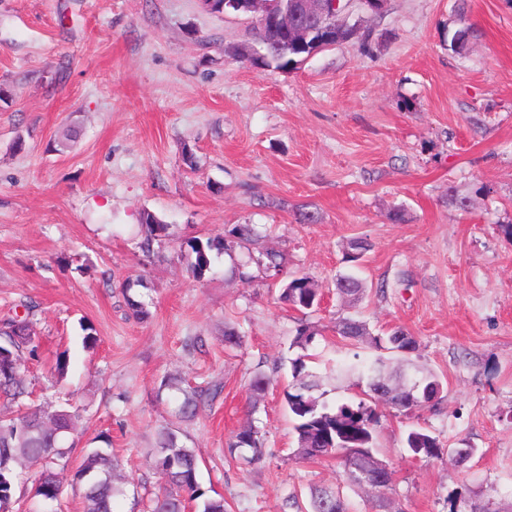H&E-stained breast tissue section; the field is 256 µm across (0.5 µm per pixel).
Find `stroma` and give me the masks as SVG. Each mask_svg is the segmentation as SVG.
<instances>
[{"label": "stroma", "mask_w": 512, "mask_h": 512, "mask_svg": "<svg viewBox=\"0 0 512 512\" xmlns=\"http://www.w3.org/2000/svg\"><path fill=\"white\" fill-rule=\"evenodd\" d=\"M468 17L477 38L459 55L456 0H388L367 46L262 70L230 53L247 23L200 0H0V321L29 315L41 338L22 366L32 402L78 412V447L111 441L127 477L116 512H145L157 492L164 427L195 450L227 512H290L289 495L339 482L338 458L296 456L283 391L305 324L318 331L307 352L325 400L352 394L335 372L354 353L335 328L351 314L409 331L415 362L444 382L436 410L382 411L376 447L403 512H451L467 494L512 501V237L501 230L512 224V0H470ZM303 205L316 223L296 222ZM145 210L169 226L150 256ZM238 224L261 225L262 238H231ZM216 236L227 249L194 279L189 240ZM354 239L372 248L365 294L348 306L335 278ZM265 251L284 270L253 264L242 280L247 254ZM293 274L321 288L316 312L280 301ZM129 296L147 318L130 315ZM229 326L241 346H225ZM259 368L272 378L256 414L265 455L249 466L227 443ZM171 375L217 395L181 420L159 390ZM415 423L476 456L412 458L403 438Z\"/></svg>", "instance_id": "35a3bbf8"}]
</instances>
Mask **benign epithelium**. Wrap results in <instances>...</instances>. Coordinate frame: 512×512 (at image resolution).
Listing matches in <instances>:
<instances>
[{
    "mask_svg": "<svg viewBox=\"0 0 512 512\" xmlns=\"http://www.w3.org/2000/svg\"><path fill=\"white\" fill-rule=\"evenodd\" d=\"M353 3L341 0H239V14L260 18L295 46L319 51L336 45V28L348 25Z\"/></svg>",
    "mask_w": 512,
    "mask_h": 512,
    "instance_id": "obj_1",
    "label": "benign epithelium"
}]
</instances>
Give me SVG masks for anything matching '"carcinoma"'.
Listing matches in <instances>:
<instances>
[{"instance_id": "obj_1", "label": "carcinoma", "mask_w": 512, "mask_h": 512, "mask_svg": "<svg viewBox=\"0 0 512 512\" xmlns=\"http://www.w3.org/2000/svg\"><path fill=\"white\" fill-rule=\"evenodd\" d=\"M459 23L450 35V49L462 53L466 47L458 43V33L468 38L475 36V27L467 21L465 5L459 7ZM252 51L257 47L255 67L288 70L306 61L305 53L291 48L278 49L269 42L267 26L254 23L251 32ZM143 237L139 248L144 253L153 251L154 243L168 235V225L155 214L141 213ZM232 235L244 243L260 237L255 224H238ZM219 238L190 241L194 260L189 266L191 275L201 279L210 269V253L223 249ZM368 242L354 240L349 243L344 262L349 271L337 276L336 294L344 301L354 302L364 292V282L358 275ZM280 298L294 309L307 314L321 303V291L305 275H292L281 289ZM336 333L362 345L372 354L362 360L336 365V376L354 379L361 394L331 405L319 393L320 382L308 370L306 356L290 361L293 384L284 391V401L292 421L297 440V453L305 459L336 454L341 456L344 482L372 495L383 512H403L392 498L393 475L385 483H374L368 478L374 466L381 463L373 452L376 427L380 423L379 407L394 408L403 413L433 409L442 399L441 378L433 373L410 376L391 369L388 358L395 357L412 363L411 355L417 350V339L402 328L373 331L359 316L341 317L336 321ZM40 339L29 317H15L0 323V398L16 409L0 413V512H14L15 484L20 476L19 467L39 463L40 478L31 488L32 503L29 512L53 503L63 492L61 470L68 465L73 446L64 439L73 430L79 415L63 405L49 402L28 407L23 398L28 395L26 381L20 367L25 356L37 353ZM270 378L262 371L255 372L251 387L255 399L249 414L257 411L262 393ZM199 395L184 394L178 413L195 416L201 407ZM408 451L425 460L437 459L442 454L438 437L423 427H410L405 435ZM263 439L254 421L242 426L228 444L229 452L239 453L248 464L263 458ZM116 460L112 453L93 448L86 451L72 476V485L78 487L84 503V512H114L116 498L124 495V478L115 474ZM153 466L164 484L162 492L152 500L151 512H226L224 497H204L197 474L199 459L195 451L178 444L176 431L163 428L158 432ZM295 512H347L341 487H309L305 501L298 495L288 498Z\"/></svg>"}]
</instances>
